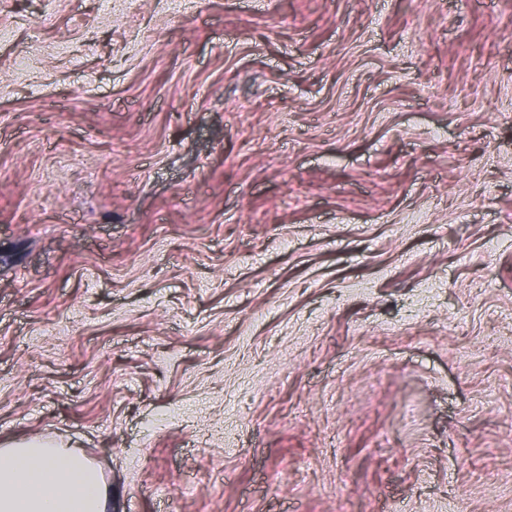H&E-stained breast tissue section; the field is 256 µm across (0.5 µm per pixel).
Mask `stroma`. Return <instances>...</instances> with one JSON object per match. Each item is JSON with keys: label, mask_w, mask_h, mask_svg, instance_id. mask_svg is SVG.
Listing matches in <instances>:
<instances>
[{"label": "stroma", "mask_w": 512, "mask_h": 512, "mask_svg": "<svg viewBox=\"0 0 512 512\" xmlns=\"http://www.w3.org/2000/svg\"><path fill=\"white\" fill-rule=\"evenodd\" d=\"M2 31L1 445L112 512H512V0Z\"/></svg>", "instance_id": "35a3bbf8"}]
</instances>
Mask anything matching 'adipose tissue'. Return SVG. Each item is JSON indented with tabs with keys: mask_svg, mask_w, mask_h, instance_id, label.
I'll return each instance as SVG.
<instances>
[{
	"mask_svg": "<svg viewBox=\"0 0 512 512\" xmlns=\"http://www.w3.org/2000/svg\"><path fill=\"white\" fill-rule=\"evenodd\" d=\"M0 512H112V495L73 449L17 441L0 448Z\"/></svg>",
	"mask_w": 512,
	"mask_h": 512,
	"instance_id": "obj_1",
	"label": "adipose tissue"
}]
</instances>
